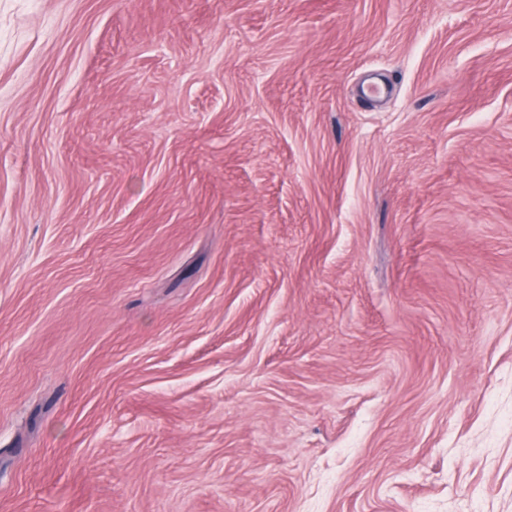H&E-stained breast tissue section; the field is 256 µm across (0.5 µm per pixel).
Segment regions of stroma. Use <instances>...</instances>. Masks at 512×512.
Here are the masks:
<instances>
[{
  "label": "stroma",
  "mask_w": 512,
  "mask_h": 512,
  "mask_svg": "<svg viewBox=\"0 0 512 512\" xmlns=\"http://www.w3.org/2000/svg\"><path fill=\"white\" fill-rule=\"evenodd\" d=\"M0 512H512V0H0Z\"/></svg>",
  "instance_id": "stroma-1"
}]
</instances>
